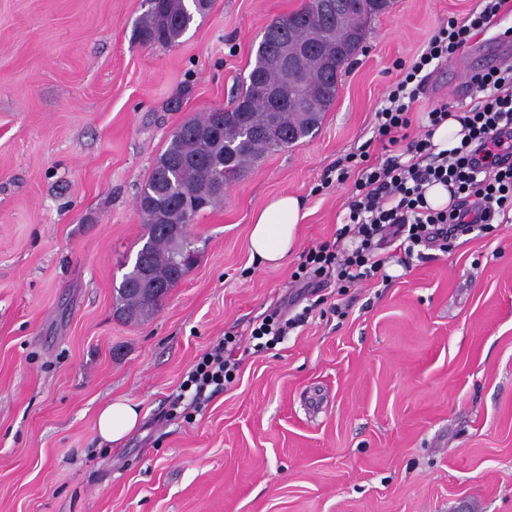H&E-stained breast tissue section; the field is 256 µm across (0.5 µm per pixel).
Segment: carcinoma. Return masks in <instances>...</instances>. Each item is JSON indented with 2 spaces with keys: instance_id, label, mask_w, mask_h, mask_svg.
<instances>
[{
  "instance_id": "obj_1",
  "label": "carcinoma",
  "mask_w": 512,
  "mask_h": 512,
  "mask_svg": "<svg viewBox=\"0 0 512 512\" xmlns=\"http://www.w3.org/2000/svg\"><path fill=\"white\" fill-rule=\"evenodd\" d=\"M214 0H148L138 23V35L151 45L174 46L204 16ZM363 0H339L341 20L325 16L320 0H306L298 10L271 21L263 30L255 59L230 110L215 109L184 121L157 157L136 200L142 210L146 237L131 269L116 288V311L127 321L149 316L176 287L189 265L182 259L193 253L187 238L174 231L197 215L224 202L217 183L225 179L226 166L233 176L257 163L270 151L287 148L321 123L336 100L341 68L338 57L363 41L366 25L379 9L368 10ZM316 42L306 57L308 80L282 88L281 72L268 64L285 43ZM282 89L280 111H268L258 86ZM275 119L282 129L279 142L265 139L261 131ZM167 283L157 294L140 284L143 270Z\"/></svg>"
}]
</instances>
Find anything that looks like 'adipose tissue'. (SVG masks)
Listing matches in <instances>:
<instances>
[{"mask_svg": "<svg viewBox=\"0 0 512 512\" xmlns=\"http://www.w3.org/2000/svg\"><path fill=\"white\" fill-rule=\"evenodd\" d=\"M305 217L304 203L297 196L282 194L269 200L253 216L249 249L259 263L277 266L285 262L297 243L300 222ZM140 423V410L127 398L105 404L97 417V430L106 441L118 443Z\"/></svg>", "mask_w": 512, "mask_h": 512, "instance_id": "adipose-tissue-1", "label": "adipose tissue"}]
</instances>
